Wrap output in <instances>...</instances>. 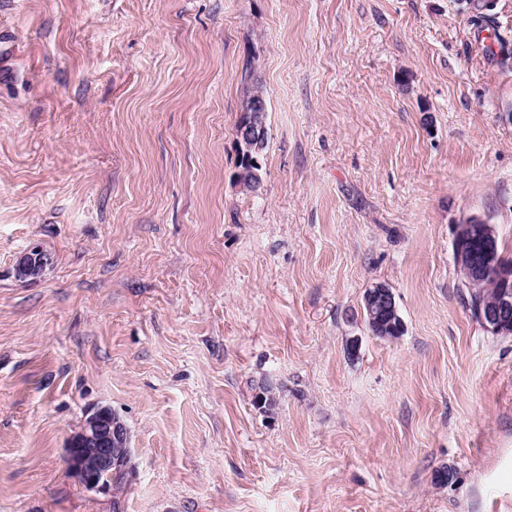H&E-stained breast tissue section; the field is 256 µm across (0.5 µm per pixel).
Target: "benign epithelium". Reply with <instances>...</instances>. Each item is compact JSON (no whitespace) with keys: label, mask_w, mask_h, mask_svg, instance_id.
<instances>
[{"label":"benign epithelium","mask_w":512,"mask_h":512,"mask_svg":"<svg viewBox=\"0 0 512 512\" xmlns=\"http://www.w3.org/2000/svg\"><path fill=\"white\" fill-rule=\"evenodd\" d=\"M245 120L237 128L241 147L240 156L249 162L240 176L249 177L253 188H259V173L253 152L266 133V103L259 95L248 98L244 109ZM453 252L461 274L471 286L482 283L481 273L496 275L502 285L499 300L481 311L485 324L495 333L512 332V268L501 261L492 227L483 219L474 217L459 225L453 241ZM46 261L40 259L39 250L32 249L17 264L21 277H35L43 271ZM129 453L124 427L114 419L112 412L100 407L91 413L79 433L74 435L65 459L67 470L86 488L101 493L112 492V475Z\"/></svg>","instance_id":"obj_1"}]
</instances>
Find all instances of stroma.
Returning a JSON list of instances; mask_svg holds the SVG:
<instances>
[{
	"instance_id": "stroma-1",
	"label": "stroma",
	"mask_w": 512,
	"mask_h": 512,
	"mask_svg": "<svg viewBox=\"0 0 512 512\" xmlns=\"http://www.w3.org/2000/svg\"><path fill=\"white\" fill-rule=\"evenodd\" d=\"M474 216L512 261V0H0V512H512ZM379 283L401 336L364 321ZM101 406L117 501L65 465ZM255 86V85H253ZM262 88L255 86L251 93H260L263 96ZM264 97V96H263ZM260 95H252L248 98L245 109L243 110L245 120L237 128V139L241 147L240 158H245L246 167L241 168L240 178L249 175V181H244L242 187L245 191L253 192L259 188V173L252 167L248 166V161L252 165H260L252 156L253 152L262 153L267 145V139L259 151L258 143L262 140L266 133V103L265 99ZM252 183V184H251ZM253 185V186H252ZM254 188V190H253Z\"/></svg>"
}]
</instances>
